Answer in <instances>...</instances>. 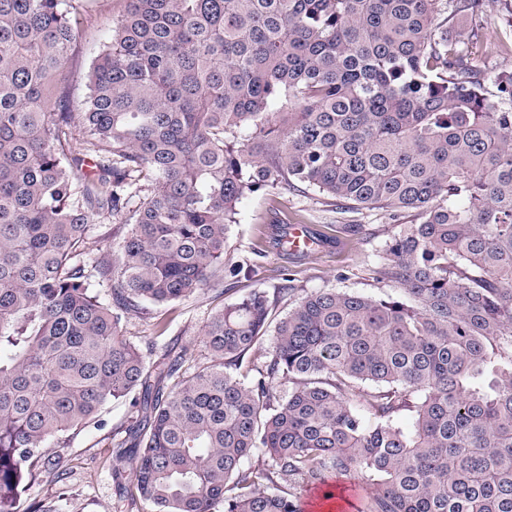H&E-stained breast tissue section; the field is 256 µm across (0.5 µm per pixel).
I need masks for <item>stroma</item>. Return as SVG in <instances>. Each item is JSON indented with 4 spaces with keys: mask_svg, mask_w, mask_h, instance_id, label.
<instances>
[{
    "mask_svg": "<svg viewBox=\"0 0 512 512\" xmlns=\"http://www.w3.org/2000/svg\"><path fill=\"white\" fill-rule=\"evenodd\" d=\"M71 4L82 19L68 81L73 108L79 111L88 95L92 65L125 14L127 0H71ZM459 33L485 71L512 69V55L501 49L503 31L496 19L463 23ZM287 223L307 228L317 248L302 256L283 252L275 238ZM395 230L387 211L334 207L308 189L288 191L274 201L260 192L245 194L231 227L224 262L231 265L251 258L253 273L216 280L181 300L152 305L147 314L128 318L123 334L142 350L147 362L170 352L194 364L209 358L201 331L211 315L257 289H282V299L272 312L276 320L298 298L316 289L403 299V291L377 273L378 254ZM99 418L100 425L91 424L70 435L64 475L35 482L23 493V501L47 500L57 512H148L147 507L132 506L127 482L116 481L113 475L114 468L125 472L131 468L130 459L116 461L112 436L135 419L128 401L106 405Z\"/></svg>",
    "mask_w": 512,
    "mask_h": 512,
    "instance_id": "35a3bbf8",
    "label": "stroma"
}]
</instances>
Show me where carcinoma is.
I'll list each match as a JSON object with an SVG mask.
<instances>
[{"label":"carcinoma","mask_w":512,"mask_h":512,"mask_svg":"<svg viewBox=\"0 0 512 512\" xmlns=\"http://www.w3.org/2000/svg\"><path fill=\"white\" fill-rule=\"evenodd\" d=\"M492 1L512 34V0H127L75 112L80 17L0 0V512L128 397L152 512H304L351 472L362 512H512V69L451 36ZM301 187L414 214L378 270L409 301L312 291L255 357L281 290L255 291L209 361L147 366L123 321L247 272L240 200ZM111 224H93L88 235L86 252L87 257H99L109 253L112 261L118 258V239L112 238Z\"/></svg>","instance_id":"carcinoma-1"}]
</instances>
